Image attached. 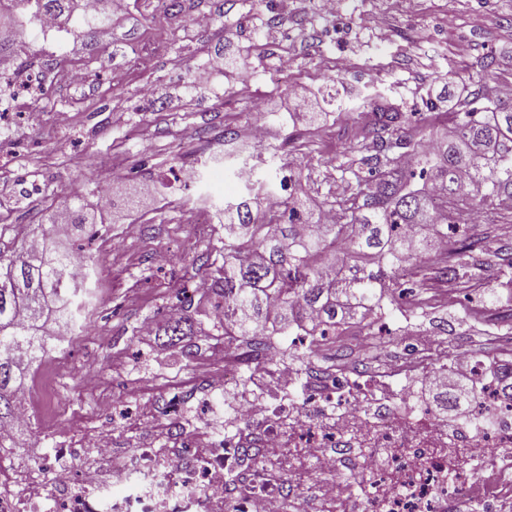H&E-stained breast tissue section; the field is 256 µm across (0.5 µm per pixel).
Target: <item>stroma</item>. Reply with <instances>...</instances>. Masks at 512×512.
Returning a JSON list of instances; mask_svg holds the SVG:
<instances>
[{
  "mask_svg": "<svg viewBox=\"0 0 512 512\" xmlns=\"http://www.w3.org/2000/svg\"><path fill=\"white\" fill-rule=\"evenodd\" d=\"M293 5L288 42L281 45L261 37L268 22L262 0H180L179 14L168 17L153 13L149 0H135L112 24L111 44L89 34H59L43 101L73 112L71 128L0 124V223L45 238L54 251L90 255L93 271L82 293L90 313L75 330L76 343L65 354L51 348L32 367L40 427L17 432L20 466L36 468L47 460L59 421L88 431L102 404L116 401L134 409L173 390L185 397L186 424L223 436L245 433L244 424L234 423L228 399L249 392V385L239 380L218 391L201 378L202 360L216 344L210 301H202L195 316L193 355L158 336L139 335L138 327L145 319H163L183 292L209 275L205 259L223 246L224 227L192 223L188 208L241 197L239 173L253 152L230 133L253 119L252 98L266 101L264 159L301 169L292 192L315 204L335 193L336 166L353 156L359 131L371 117V98L395 104L408 113L411 126L436 139L452 127L474 82L485 80L493 92L512 79V69L500 66L488 75L483 68L487 57L500 64L512 56V0H403L398 9L390 0H342L337 21L309 11L304 0ZM194 10L209 12L214 25L183 36L179 15ZM153 39L163 42V51L149 68L127 77L130 47ZM285 49L293 57L286 77L274 65ZM216 56H244L248 65L229 76L212 70L209 84H195L193 73L209 68ZM78 64L89 70L79 90L65 79L66 70ZM144 84L152 87V97H142ZM300 84L319 91L328 112L323 121L277 111L276 102ZM428 101L436 114L426 111ZM144 139L152 143L147 157L140 152ZM89 160L98 163L103 180H120L127 189L102 212L96 209L97 187L84 174ZM77 205L96 212L94 222L69 237L55 234L45 215ZM137 221L144 227L141 237L113 251L125 225ZM468 231L481 242L480 261L452 265L431 257L419 270L422 287L410 292L420 305L412 319L383 301L381 310L341 326L336 340L320 343L310 357L291 332L276 334L278 353L298 374V399H309L314 373L324 367L357 364L364 375H373L419 330L432 332L449 350H470L487 373H495L512 340L488 332L484 318L512 311V275L498 263L502 249L512 248V218L473 222ZM160 251L173 254L174 262L156 264ZM365 338L372 350L361 359L356 351ZM91 366L101 373V387L88 395L80 379Z\"/></svg>",
  "mask_w": 512,
  "mask_h": 512,
  "instance_id": "1",
  "label": "stroma"
}]
</instances>
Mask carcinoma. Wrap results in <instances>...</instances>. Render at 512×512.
I'll list each match as a JSON object with an SVG mask.
<instances>
[{
  "instance_id": "carcinoma-1",
  "label": "carcinoma",
  "mask_w": 512,
  "mask_h": 512,
  "mask_svg": "<svg viewBox=\"0 0 512 512\" xmlns=\"http://www.w3.org/2000/svg\"><path fill=\"white\" fill-rule=\"evenodd\" d=\"M92 18H83L91 31L101 28L112 0H98ZM79 0H34L35 19L50 14L59 30L68 25ZM484 85L477 83L456 113L448 137L427 148L403 131L404 113L376 108L375 119L363 140L368 155L339 167L345 191L325 199L321 209L336 210L334 224L320 223L319 214L306 212V202H285L288 223L264 222L245 201L224 202V261L211 277L217 335L250 337L257 349V332L272 327L301 331L307 313L316 315L311 334L336 335V328L379 307L382 290L391 277L415 268L412 255L423 256L448 236L444 224L467 213L486 214L494 223L512 213V97L486 106ZM301 171L284 163L275 174L265 171L246 179L248 194L259 196L274 187L273 177L285 184ZM470 193L457 195L461 179ZM451 205L441 222L437 205ZM412 224L420 235L412 242L404 236ZM26 239L9 250L0 249V422L12 418L20 405L18 387L38 354L45 352L42 328L49 318L68 327L79 322L72 309L74 285L65 253L28 252ZM480 241L461 245L448 242V261L477 260ZM194 297L179 299L180 316L167 318L156 329L165 343L193 354L195 319L189 314ZM18 349L26 360L15 356Z\"/></svg>"
}]
</instances>
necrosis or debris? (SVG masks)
<instances>
[{"instance_id":"obj_1","label":"necrosis or debris","mask_w":512,"mask_h":512,"mask_svg":"<svg viewBox=\"0 0 512 512\" xmlns=\"http://www.w3.org/2000/svg\"><path fill=\"white\" fill-rule=\"evenodd\" d=\"M0 69L17 95L35 101L19 115L24 124L69 127V112L39 105L34 69L9 61ZM423 371L443 382L460 371L480 375L469 354H446L422 333L415 355L390 361L374 382L363 381L352 366L323 379L320 407L307 412L292 395L295 373L267 341L251 364L250 396L234 405L249 436L220 439L185 428L184 406L176 401L159 426L162 442H142L116 465L113 424H98L76 440L62 423L48 478L12 461L17 429L36 423L37 390L28 384L14 418L0 424V512H224L231 477L239 481L240 512H284L290 487L307 478V460L323 476L319 512H448L450 498L458 496L479 499L494 512L501 497L512 494V403L486 385L479 412L494 420V429H450L406 401L402 384ZM354 453L372 476L360 497L336 474L344 455Z\"/></svg>"}]
</instances>
